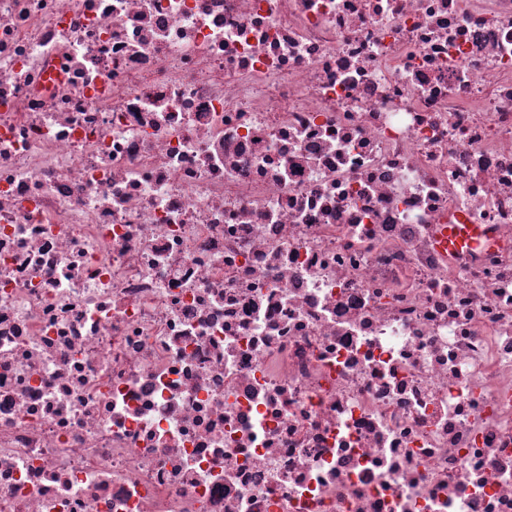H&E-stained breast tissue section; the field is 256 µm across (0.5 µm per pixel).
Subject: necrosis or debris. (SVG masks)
<instances>
[{
    "label": "necrosis or debris",
    "mask_w": 512,
    "mask_h": 512,
    "mask_svg": "<svg viewBox=\"0 0 512 512\" xmlns=\"http://www.w3.org/2000/svg\"><path fill=\"white\" fill-rule=\"evenodd\" d=\"M0 512H512V0H0ZM482 234L477 224H448V248H460Z\"/></svg>",
    "instance_id": "4bbe7bcc"
}]
</instances>
